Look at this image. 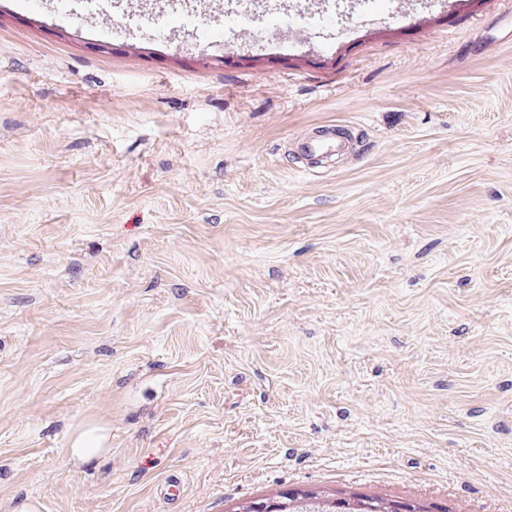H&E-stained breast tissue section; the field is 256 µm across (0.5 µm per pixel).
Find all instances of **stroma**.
<instances>
[{
    "instance_id": "35a3bbf8",
    "label": "stroma",
    "mask_w": 512,
    "mask_h": 512,
    "mask_svg": "<svg viewBox=\"0 0 512 512\" xmlns=\"http://www.w3.org/2000/svg\"><path fill=\"white\" fill-rule=\"evenodd\" d=\"M290 2L339 17L0 0V512H512V0ZM236 15V14H235ZM235 15L226 14L224 17V29L227 25L233 23V22H241L247 26L254 27L256 25V22L260 25L261 29L268 30V29H274L278 28L284 25H287L290 20H294L293 18L287 17V16H281L279 18H275L274 16L269 17H262L261 19L257 20L255 15L247 14L243 17H233ZM302 152L307 157L321 158L327 161L345 151L348 146L346 141L336 135L334 126L322 129L320 135H313L302 142ZM103 427H93L75 433L64 453L72 461L83 460L107 449L102 448L111 439ZM290 498L291 499L289 500L288 492L280 493V495L273 498L259 499L248 502L239 506L240 509L234 512H289L293 508L294 502L301 501V499L322 501L324 504L320 512H361L363 509V504L360 500L362 498L338 500L316 492H308L303 494L291 493Z\"/></svg>"
}]
</instances>
